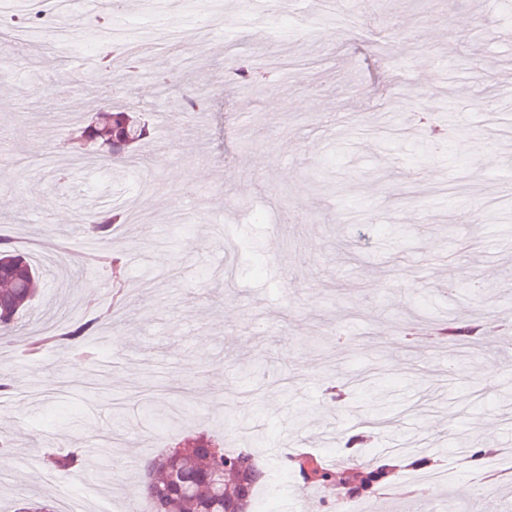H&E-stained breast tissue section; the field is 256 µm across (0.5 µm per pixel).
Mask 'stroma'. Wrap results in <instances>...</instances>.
<instances>
[{
  "label": "stroma",
  "mask_w": 512,
  "mask_h": 512,
  "mask_svg": "<svg viewBox=\"0 0 512 512\" xmlns=\"http://www.w3.org/2000/svg\"><path fill=\"white\" fill-rule=\"evenodd\" d=\"M229 2L165 0L158 41L151 0H126L118 15L98 5L89 26L69 23L86 12L83 0H60L53 26L66 44L40 29L0 46V235L39 262L71 257L46 267L35 307L0 336V378L15 382L0 398L9 460L0 512L43 489L48 455L107 430L124 441L100 444L95 483L72 489L108 512H130L147 462L202 437L265 453L268 512H336L335 484L307 482L289 448L342 470L432 436L452 487L465 480L453 457L463 431L475 443L493 429L499 450L512 448V424L495 421L512 391L501 337H481L471 355L450 341L407 348L400 339L415 316L429 326L489 315L512 324V144L484 142L486 116L512 76V11L500 0H382L372 16L344 0H252L249 19ZM106 28L144 47L128 109L151 130L139 162L112 174L72 166L65 146L87 115L113 109L99 96L100 72L75 95L62 68L99 52ZM228 29L240 37L232 47ZM232 49L276 71V84L232 81ZM460 57L468 68L440 70L439 60ZM163 72L172 76L166 100ZM204 82L216 88L207 111L178 112L177 100ZM440 110L471 134L421 154L413 118ZM58 168L69 170L66 183ZM477 199L499 236L460 219ZM130 201L153 233L114 234L122 309L83 340L103 381L88 380L64 351L28 369L20 349L35 322L57 314L65 326L111 303L106 275L85 263L98 244L69 215ZM445 270L459 287L449 304L435 279ZM475 280L482 296L467 288ZM372 374L392 394L394 424L365 447H343L342 436L375 416L356 384ZM148 398L173 404L175 429L146 418Z\"/></svg>",
  "instance_id": "obj_1"
}]
</instances>
